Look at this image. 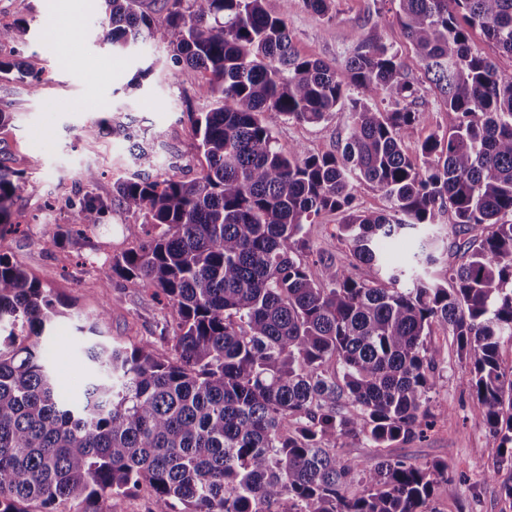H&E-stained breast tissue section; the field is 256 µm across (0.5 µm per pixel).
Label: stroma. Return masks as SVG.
Instances as JSON below:
<instances>
[{
  "label": "stroma",
  "mask_w": 512,
  "mask_h": 512,
  "mask_svg": "<svg viewBox=\"0 0 512 512\" xmlns=\"http://www.w3.org/2000/svg\"><path fill=\"white\" fill-rule=\"evenodd\" d=\"M74 18L79 21L77 31L56 37V30ZM19 19L26 21L28 31L22 42L0 47V60L22 64L39 75L40 82L0 74V110L11 115L0 127V165L19 179L11 222L0 230V253L20 261L43 287L65 294L76 311L107 307L108 318L100 325L104 336L127 344L148 338L155 341L160 356H169L170 345L160 338L165 311L150 290L119 278L111 288L101 286L104 259L133 243L127 230L132 216L108 211L89 235L82 266L68 245L51 247L47 240L74 223L75 212L68 209L67 199L77 191L84 168L99 169L94 191L105 198L111 197L117 178L143 170L130 155L128 141L112 135L115 125L128 127L151 146L149 175L188 180L199 174L203 158L187 113L208 107L198 94L203 73L188 66L170 72L165 65L167 50L149 41L122 52L103 43L102 0H0V21ZM288 28L301 56L331 64L348 56L356 32L372 35L398 52L412 78L421 76L390 0H332L323 16L308 9L304 0H294ZM91 64L99 71L92 83L86 80ZM146 67L150 75L139 88H130L134 74ZM417 109L427 119L416 124L403 143L406 154L415 159L421 143L448 125V114L433 92L421 91ZM350 121L344 109L317 124H281L275 136L283 150L325 155L338 150ZM96 123L103 125L104 134L86 137L84 128ZM344 219V213L326 212L307 225L306 240L313 253L336 257L343 252L339 226ZM76 325L75 319H59L49 343L54 373L66 393L82 381L77 347L85 336ZM436 343L445 360L444 379L430 402L436 424L425 438L396 444L393 452L414 464L447 463L456 490L438 496L437 512H512V503L501 493L503 483L512 480V463L497 453L482 408L466 385L471 363L458 358L444 337H437Z\"/></svg>",
  "instance_id": "obj_1"
}]
</instances>
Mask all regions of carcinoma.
<instances>
[{
  "instance_id": "obj_1",
  "label": "carcinoma",
  "mask_w": 512,
  "mask_h": 512,
  "mask_svg": "<svg viewBox=\"0 0 512 512\" xmlns=\"http://www.w3.org/2000/svg\"><path fill=\"white\" fill-rule=\"evenodd\" d=\"M167 2L157 24L141 0H103L102 36L120 49L150 40L172 66L209 74V108L190 114L205 166L191 180L119 178L110 202L86 169L68 235L82 245L113 206L141 219L102 287L134 280L165 303L171 355L149 339H90L86 389L63 393L45 340L72 304L0 253V512H113L144 486L154 512H437L436 492L454 491L448 464L390 451L433 425L444 372L434 330L472 360L466 383L512 458V369L499 356L512 341V76L471 45L478 29L512 56V0H396L422 82L448 112L421 165L403 151L426 119L420 88L392 48L358 32L338 68L295 51L293 0L277 15L264 0ZM26 31L1 22L0 46ZM344 106L338 153L282 151L279 125ZM356 181L389 212L356 210ZM15 191L0 167L1 226ZM445 208L449 248L463 254L441 269L452 289L431 271L441 258L429 237L414 239L407 265L385 259ZM331 210L346 213L347 251L318 256L315 276L305 226ZM362 266L377 281L358 277Z\"/></svg>"
}]
</instances>
